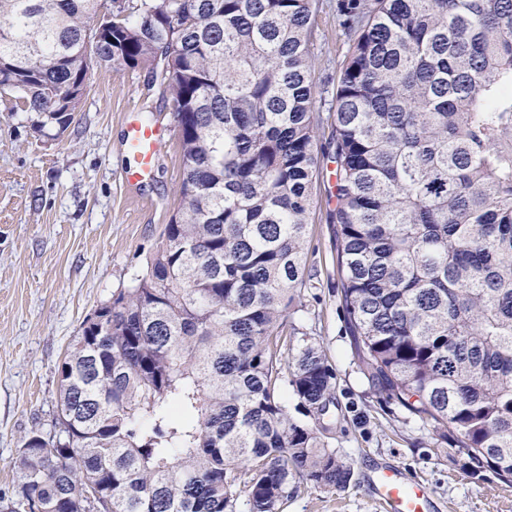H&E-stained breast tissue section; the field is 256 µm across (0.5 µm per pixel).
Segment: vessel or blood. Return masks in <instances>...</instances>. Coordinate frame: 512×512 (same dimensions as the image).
Returning a JSON list of instances; mask_svg holds the SVG:
<instances>
[{"label":"vessel or blood","instance_id":"obj_1","mask_svg":"<svg viewBox=\"0 0 512 512\" xmlns=\"http://www.w3.org/2000/svg\"><path fill=\"white\" fill-rule=\"evenodd\" d=\"M169 136L161 123H145L128 115L125 146L136 160L125 172L128 186L137 187L154 177L155 164ZM374 498L382 512H435L428 488L418 481H407L402 471L391 466L377 467L370 478Z\"/></svg>","mask_w":512,"mask_h":512}]
</instances>
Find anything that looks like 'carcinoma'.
<instances>
[{
	"label": "carcinoma",
	"mask_w": 512,
	"mask_h": 512,
	"mask_svg": "<svg viewBox=\"0 0 512 512\" xmlns=\"http://www.w3.org/2000/svg\"><path fill=\"white\" fill-rule=\"evenodd\" d=\"M102 0H0V90L48 138L81 98ZM350 47L318 152L313 0H124L101 61L162 64L180 205L59 370L60 436L29 435L0 512H283L351 465L314 417L333 369L285 364L319 156L335 164L343 305L364 375L512 487V0H336Z\"/></svg>",
	"instance_id": "cac0c4a2"
}]
</instances>
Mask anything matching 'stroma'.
I'll use <instances>...</instances> for the list:
<instances>
[{
    "instance_id": "obj_1",
    "label": "stroma",
    "mask_w": 512,
    "mask_h": 512,
    "mask_svg": "<svg viewBox=\"0 0 512 512\" xmlns=\"http://www.w3.org/2000/svg\"><path fill=\"white\" fill-rule=\"evenodd\" d=\"M314 64L323 89L319 138L328 140L327 106L349 48L336 0H316ZM137 110L169 137L154 179L123 180L132 158L123 116ZM182 162L171 96L160 69L94 66L73 119L58 138L41 136L11 93L0 91V499L21 482L16 460L32 430H53L59 368L82 321L128 287L161 243L179 205ZM331 182L321 173L305 239L310 285L290 320L293 343L321 344L334 371L335 405L324 435L346 460V488L300 483L284 512H379L368 475L381 462L423 481L443 512H512V488L495 478L475 483L455 454L395 398L361 373L344 313L336 241L328 213Z\"/></svg>"
}]
</instances>
